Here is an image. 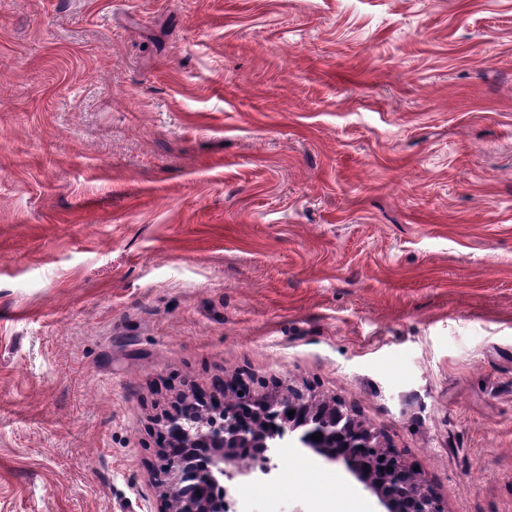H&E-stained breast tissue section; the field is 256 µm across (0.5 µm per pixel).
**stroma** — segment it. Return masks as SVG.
<instances>
[{
  "label": "stroma",
  "instance_id": "obj_1",
  "mask_svg": "<svg viewBox=\"0 0 512 512\" xmlns=\"http://www.w3.org/2000/svg\"><path fill=\"white\" fill-rule=\"evenodd\" d=\"M237 375L512 512V0H0V512H156L154 417Z\"/></svg>",
  "mask_w": 512,
  "mask_h": 512
}]
</instances>
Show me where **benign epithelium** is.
Returning a JSON list of instances; mask_svg holds the SVG:
<instances>
[{
  "instance_id": "benign-epithelium-1",
  "label": "benign epithelium",
  "mask_w": 512,
  "mask_h": 512,
  "mask_svg": "<svg viewBox=\"0 0 512 512\" xmlns=\"http://www.w3.org/2000/svg\"><path fill=\"white\" fill-rule=\"evenodd\" d=\"M294 416H288V412ZM160 439L152 477L163 508L171 498L182 512H223L225 479L270 476L284 448H307L329 462H341L373 493L382 512H447L426 480L391 449L381 434L360 422L336 398L276 384L270 390L245 378L221 380L177 397L155 419ZM321 433L315 441L311 435Z\"/></svg>"
}]
</instances>
